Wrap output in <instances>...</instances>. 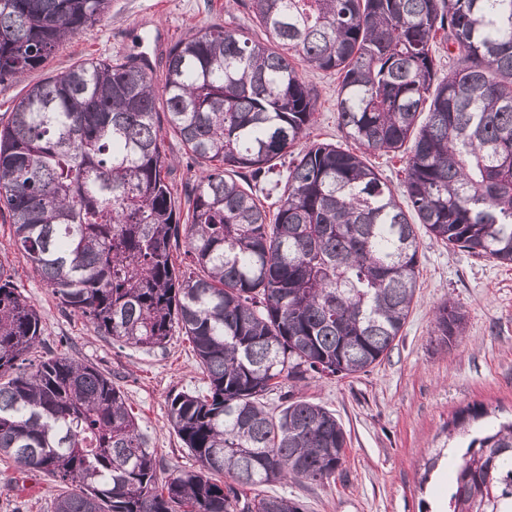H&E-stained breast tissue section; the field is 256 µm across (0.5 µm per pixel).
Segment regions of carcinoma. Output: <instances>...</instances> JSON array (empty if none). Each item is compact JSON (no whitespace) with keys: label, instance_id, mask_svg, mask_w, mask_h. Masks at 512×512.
Masks as SVG:
<instances>
[{"label":"carcinoma","instance_id":"1","mask_svg":"<svg viewBox=\"0 0 512 512\" xmlns=\"http://www.w3.org/2000/svg\"><path fill=\"white\" fill-rule=\"evenodd\" d=\"M109 2L0 0V81L40 68ZM245 6L261 34L199 29L171 47L161 85L144 63L88 59L29 85L0 126V212L52 296L126 345L185 336L207 379L169 398L196 467L160 484L111 378L66 355L29 358L42 319L0 261V457L72 486L53 512H304L243 488L336 479L346 431L322 406L291 398L271 413L264 396L388 356L415 297V224L512 264V0ZM439 43L460 62L442 78ZM297 61L341 75L346 139L408 154L400 188L334 143L304 147L271 181L318 112ZM160 107L198 172L184 202ZM280 185L269 223L257 192ZM434 333L443 345L463 336L461 307H438ZM448 512H512V422L470 439Z\"/></svg>","mask_w":512,"mask_h":512}]
</instances>
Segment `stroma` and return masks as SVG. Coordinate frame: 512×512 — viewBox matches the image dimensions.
<instances>
[{"instance_id": "stroma-1", "label": "stroma", "mask_w": 512, "mask_h": 512, "mask_svg": "<svg viewBox=\"0 0 512 512\" xmlns=\"http://www.w3.org/2000/svg\"><path fill=\"white\" fill-rule=\"evenodd\" d=\"M213 24L251 26L242 0H111L102 23L72 35L44 66L26 79L0 82V125L6 123L26 85L88 58L147 55L156 80H163L166 54L191 30ZM317 93L316 123L306 142L343 143L337 123L336 72L300 67ZM419 277L414 304L388 357L368 372L293 385L290 393L334 413L347 433L343 472L327 484L280 480L257 493L299 500L305 512H433L443 494L424 464L441 448H464L469 434L512 419V264L435 242L417 230ZM0 261L42 317L37 356L65 354L109 374L139 415L158 462L159 479L194 467L176 437L168 400L179 390L205 388L190 342L174 336L166 348L145 350L98 335L65 312L11 239L0 215ZM458 302L466 314L463 338L440 345L434 312ZM483 415L468 435L451 433L456 414L470 407ZM61 488L54 478L21 471L0 458V512H52Z\"/></svg>"}]
</instances>
